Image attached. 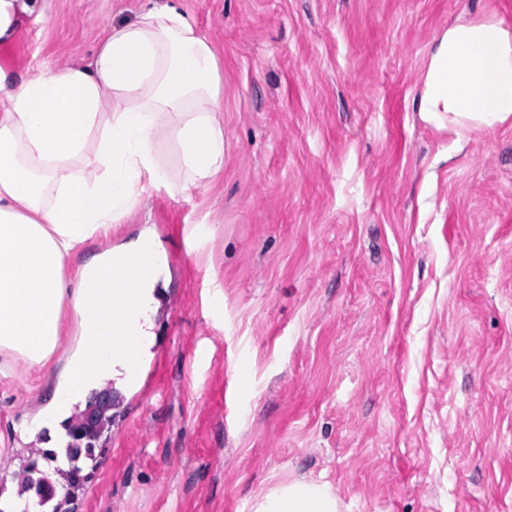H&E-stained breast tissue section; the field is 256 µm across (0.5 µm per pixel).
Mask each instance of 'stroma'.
Segmentation results:
<instances>
[{
    "instance_id": "obj_1",
    "label": "stroma",
    "mask_w": 512,
    "mask_h": 512,
    "mask_svg": "<svg viewBox=\"0 0 512 512\" xmlns=\"http://www.w3.org/2000/svg\"><path fill=\"white\" fill-rule=\"evenodd\" d=\"M179 3L224 74V173L112 229L152 236L166 281L64 512H252L293 480L341 512H512V121L461 143L417 111L429 44L512 0ZM148 6L46 0L25 65ZM66 357L0 355L2 500L69 441L39 426Z\"/></svg>"
}]
</instances>
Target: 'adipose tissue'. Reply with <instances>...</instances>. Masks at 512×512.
<instances>
[{
  "instance_id": "obj_1",
  "label": "adipose tissue",
  "mask_w": 512,
  "mask_h": 512,
  "mask_svg": "<svg viewBox=\"0 0 512 512\" xmlns=\"http://www.w3.org/2000/svg\"><path fill=\"white\" fill-rule=\"evenodd\" d=\"M224 80L213 44L177 0L106 26L91 58L52 73L0 66V351L45 366L61 345L64 307L81 313L99 299L124 307L114 267L150 249L140 237L104 249L66 276L91 239L153 190L184 191L224 172ZM419 111L463 140L512 119V28L491 16L457 17L430 45ZM176 155L177 169L162 160ZM147 278L132 315L134 338L78 335L49 409L58 422L77 397L112 378L125 355L150 344ZM95 351L97 371L81 365ZM253 512H340L322 484L297 480L255 498Z\"/></svg>"
}]
</instances>
